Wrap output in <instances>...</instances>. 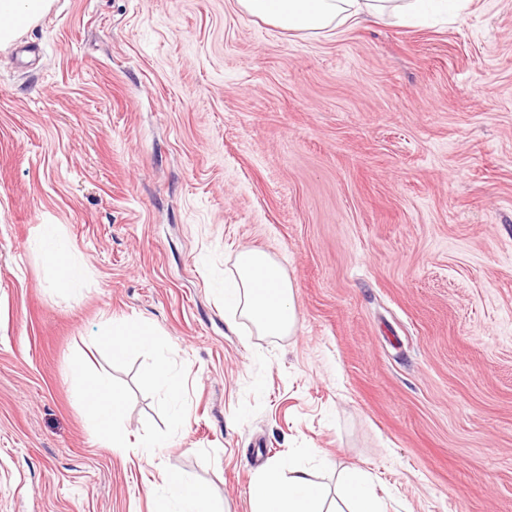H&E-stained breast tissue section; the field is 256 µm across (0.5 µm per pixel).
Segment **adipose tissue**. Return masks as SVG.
Segmentation results:
<instances>
[{"label":"adipose tissue","mask_w":512,"mask_h":512,"mask_svg":"<svg viewBox=\"0 0 512 512\" xmlns=\"http://www.w3.org/2000/svg\"><path fill=\"white\" fill-rule=\"evenodd\" d=\"M54 0H0V50L36 25ZM471 0H236L239 11L286 31L320 32L390 19L403 25L430 16L459 14ZM224 305L249 322L258 335L287 336L297 330L293 285L282 265L252 248L238 252L232 277L224 281ZM338 503L327 507V490L310 467L273 462L259 470L250 487L251 512H385L365 474L338 475ZM154 512H219L210 488L179 472H166Z\"/></svg>","instance_id":"1"}]
</instances>
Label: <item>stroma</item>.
Masks as SVG:
<instances>
[{"label": "stroma", "mask_w": 512, "mask_h": 512, "mask_svg": "<svg viewBox=\"0 0 512 512\" xmlns=\"http://www.w3.org/2000/svg\"><path fill=\"white\" fill-rule=\"evenodd\" d=\"M244 248L294 335L225 311ZM134 317L188 376L150 460L93 447L73 398V353L112 371L93 338ZM309 456L387 512H512V0L318 34L56 0L0 50V512H151L171 470L251 512L259 464ZM40 248L47 262L61 266L62 276L68 286L75 287L82 279L81 268L71 263H63L67 255L66 245L57 234L55 225H43Z\"/></svg>", "instance_id": "stroma-1"}]
</instances>
